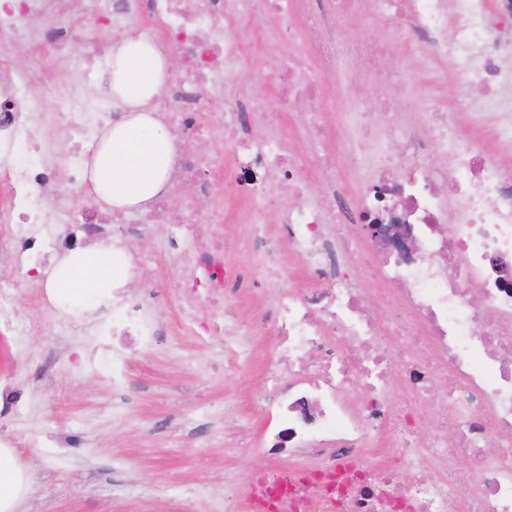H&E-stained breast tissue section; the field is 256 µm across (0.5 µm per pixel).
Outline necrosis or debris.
Returning <instances> with one entry per match:
<instances>
[{
	"instance_id": "4bbe7bcc",
	"label": "necrosis or debris",
	"mask_w": 512,
	"mask_h": 512,
	"mask_svg": "<svg viewBox=\"0 0 512 512\" xmlns=\"http://www.w3.org/2000/svg\"><path fill=\"white\" fill-rule=\"evenodd\" d=\"M359 0H86L101 27L129 16L154 21L161 49L177 47L184 67L161 96L166 123L180 142L171 178L182 194L175 209L155 203L141 223L87 207L58 204L54 189L84 185L87 149L97 141L111 102L93 93L95 64L73 57L77 20L70 0H0V335L41 336L63 320L51 301L39 317L19 302L15 269L38 277L55 256L83 250L160 225L166 251L185 269L165 288H120L112 312L99 319L107 337L112 383L121 385L137 352L162 336L158 309L174 295L205 304L209 319L196 335L220 336L228 352L249 341L242 313L224 299V239L197 232V207L212 199L208 223L223 224L224 154L196 151L208 102L219 99L224 128L217 140L246 151L252 173L238 199L271 207L273 188L285 181L295 202L281 209L279 232L255 215L246 246L268 271L259 286L270 298L275 334L262 366L261 423L237 427L240 445L262 452L269 464L251 499L274 500L275 512H512V161L492 157L451 126L447 113L429 112V143L442 168L378 157L369 181L354 197L336 188L306 202L310 179L279 140L257 141L266 101L228 95L222 76L241 59L238 14L275 16L280 32L295 33L297 16L319 14L316 36L323 67L335 70V46L346 34L343 7ZM372 15L406 25L399 45L359 41L378 75L375 95L392 108L396 81L387 69L394 49L409 57H453L468 64V83L494 116L495 137L512 145V61L494 36L512 26V0H367ZM54 56L72 70L58 85L41 61ZM269 79L279 104L321 100L335 112L305 62L289 61ZM55 100L57 135L39 118ZM74 139L57 156L58 138ZM453 184L447 194L445 184ZM338 215L382 225L372 240L374 280L356 264L352 233L331 224ZM303 258L314 285L289 283L285 252ZM391 307L390 322L378 312ZM449 418L453 435L423 432V408Z\"/></svg>"
}]
</instances>
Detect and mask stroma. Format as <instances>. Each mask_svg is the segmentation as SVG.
<instances>
[{
	"instance_id": "obj_1",
	"label": "stroma",
	"mask_w": 512,
	"mask_h": 512,
	"mask_svg": "<svg viewBox=\"0 0 512 512\" xmlns=\"http://www.w3.org/2000/svg\"><path fill=\"white\" fill-rule=\"evenodd\" d=\"M239 24L250 35L241 63L225 73L224 84L275 98L276 88L264 76L288 52L287 46L268 39L277 21L245 16ZM341 52L342 75L324 69L318 73L326 96L343 109L358 94L365 97L368 112H377L367 60L346 46ZM394 64L404 75L397 121L427 139L425 112L432 106L449 108L467 72L435 60L398 58ZM317 107L308 101L302 111L280 113V130L292 151L327 170L345 193L357 189L355 176L343 165L347 154L356 155L363 171L375 154L401 152L400 141L378 133L368 139L315 136L307 115ZM232 212L230 223L219 228L205 223L201 229L224 237L227 304L256 320L267 305L250 290L259 261L241 248V209L236 206ZM165 234L162 226L145 233L138 283L158 287L179 275L178 265L164 251ZM101 315L98 308L72 310L70 335L27 339V356L10 358L0 367L26 406L23 415L0 420V434L19 443L11 451L23 477L17 512H212L215 497L226 493L234 512H250L245 491L267 460L235 447L233 433L254 412L264 391L259 367L274 341L271 333L252 337L250 350L238 358V370L211 377L207 368L223 358L224 347L219 340L193 336L181 300L172 299L160 313L162 342L135 357L125 390L118 394L110 380L78 372L71 364L92 342L84 328ZM51 433L69 437L71 447H51ZM202 484L211 486L212 496L191 495V488Z\"/></svg>"
}]
</instances>
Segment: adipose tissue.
I'll return each instance as SVG.
<instances>
[{"label": "adipose tissue", "instance_id": "ef3b65f1", "mask_svg": "<svg viewBox=\"0 0 512 512\" xmlns=\"http://www.w3.org/2000/svg\"><path fill=\"white\" fill-rule=\"evenodd\" d=\"M171 67L170 55L145 36L125 34L113 41L102 80L123 112L105 124L88 160V202L127 211L165 194L177 147L150 102L161 94ZM134 278L122 249L107 245L65 256L48 283L57 298L80 303L110 299L112 289Z\"/></svg>", "mask_w": 512, "mask_h": 512}]
</instances>
